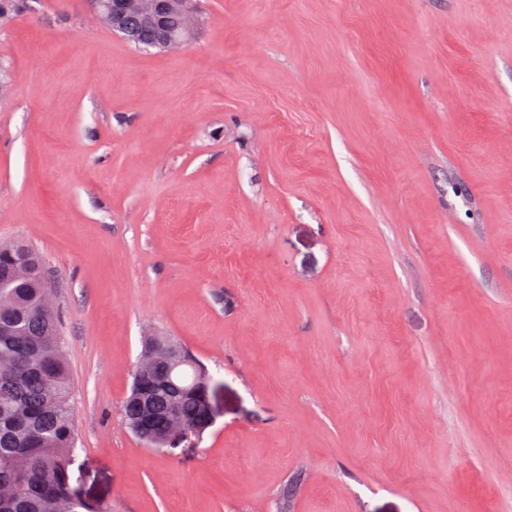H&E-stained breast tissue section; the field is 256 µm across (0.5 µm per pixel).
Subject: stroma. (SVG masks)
Here are the masks:
<instances>
[{
	"mask_svg": "<svg viewBox=\"0 0 512 512\" xmlns=\"http://www.w3.org/2000/svg\"><path fill=\"white\" fill-rule=\"evenodd\" d=\"M22 2L0 243L54 287L74 484L108 512H501L512 0H201L169 52ZM150 334L213 377L196 446L122 422Z\"/></svg>",
	"mask_w": 512,
	"mask_h": 512,
	"instance_id": "35a3bbf8",
	"label": "stroma"
}]
</instances>
